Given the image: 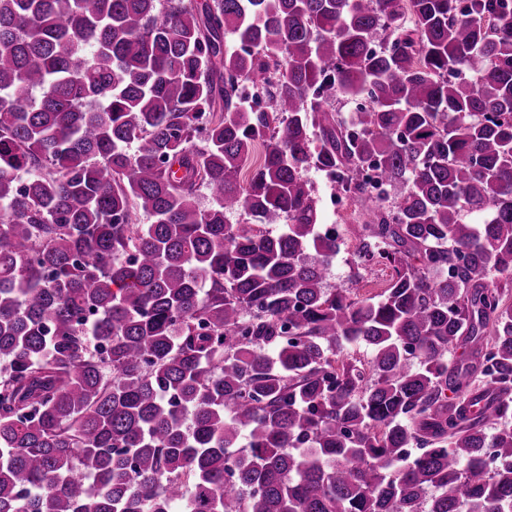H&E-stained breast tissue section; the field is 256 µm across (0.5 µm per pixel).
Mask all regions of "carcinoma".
<instances>
[{
    "mask_svg": "<svg viewBox=\"0 0 512 512\" xmlns=\"http://www.w3.org/2000/svg\"><path fill=\"white\" fill-rule=\"evenodd\" d=\"M158 3L0 0V512H512V0ZM305 177L313 183L318 195L321 198L323 207V222L326 224H336L339 229L341 239L340 248L333 262L329 286L333 288H351L353 291H359L360 294H374L383 287V282L387 278V271L381 268L375 269L372 273H367L360 269L362 279L355 283L353 272L356 270L355 258L353 253L356 248L357 239L354 229L357 224H362L359 215V206L351 203L352 209L347 213L334 211L328 204L330 188L323 179V173L309 169L305 172ZM359 289V290H356Z\"/></svg>",
    "mask_w": 512,
    "mask_h": 512,
    "instance_id": "cac0c4a2",
    "label": "carcinoma"
}]
</instances>
